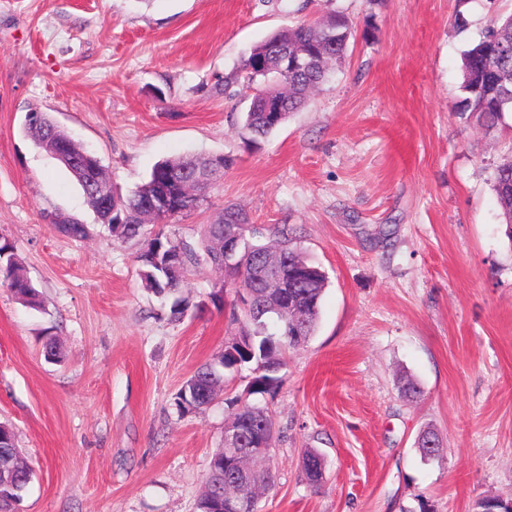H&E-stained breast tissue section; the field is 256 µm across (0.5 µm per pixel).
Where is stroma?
Listing matches in <instances>:
<instances>
[{
    "label": "stroma",
    "instance_id": "35a3bbf8",
    "mask_svg": "<svg viewBox=\"0 0 512 512\" xmlns=\"http://www.w3.org/2000/svg\"><path fill=\"white\" fill-rule=\"evenodd\" d=\"M336 11L353 37L329 82L266 140L243 141L233 77L256 43ZM512 0H0V238L40 295L0 286V422L35 475L18 512H194L227 401L175 404L235 329L222 276L191 267L182 296L145 289L143 237L119 239L25 129L46 114L127 193L159 160L232 157L197 210L162 232L197 242L224 207L327 274L318 327L286 353L283 383L255 402L273 421L274 488L262 512H472L512 499V241L492 190L512 160V112L485 132L457 112L462 54ZM87 224L85 239L48 217ZM55 338L65 357L45 355ZM423 396L402 398L401 375ZM443 440L426 463L424 427ZM324 481L302 476L307 449Z\"/></svg>",
    "mask_w": 512,
    "mask_h": 512
}]
</instances>
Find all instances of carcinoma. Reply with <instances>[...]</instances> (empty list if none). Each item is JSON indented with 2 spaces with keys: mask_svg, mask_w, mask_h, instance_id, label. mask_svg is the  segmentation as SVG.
I'll use <instances>...</instances> for the list:
<instances>
[{
  "mask_svg": "<svg viewBox=\"0 0 512 512\" xmlns=\"http://www.w3.org/2000/svg\"><path fill=\"white\" fill-rule=\"evenodd\" d=\"M352 29L342 14H329L316 21H303L286 31L277 32L254 45L241 64L240 78L250 98L246 112L242 113V129L247 134V143L255 144L275 132L291 113L305 106L314 91L329 77V64L343 58L347 52ZM288 48V76L280 81L276 73L257 67L264 58L270 62L277 47ZM463 97L457 105L460 112H471L486 129L498 126L503 114L512 112V14L499 18L490 26L483 37L472 44L464 53ZM208 157L188 155L167 158L152 168L147 180L126 195L118 193L112 198V210L103 209L93 196L86 197L87 203L96 212L100 223L109 231L124 239L138 237L143 233L141 215L144 205L154 196L159 182L168 183L169 193L178 199L179 206L158 214L156 222L165 223L170 218L196 210L202 202L189 199L185 183L189 179H208ZM492 188L501 210L503 223L512 224V162L498 166L492 178ZM250 223L248 215L236 207H226L211 222L200 228L197 244L172 239L161 233L147 241L150 247L179 248L184 256L182 271L175 278L168 277L163 270L141 268L144 287L156 294L175 293L182 288L183 280L190 267L205 261L215 266L222 254L224 234L236 229L238 224ZM54 228L72 239H84L88 228L84 224H73L71 218L55 216ZM263 233L253 232L247 249L243 250L242 262L233 270L234 281H240L251 288L255 297V313L251 315L232 314L233 321H245L244 345L229 346V352H219L210 362L200 366L188 378L176 395V406L183 412L193 402L195 388L210 390L223 385L224 370L242 368L252 362L275 364L284 367L283 353L288 348L304 344L315 333L319 319L320 301L327 284L326 273L321 267L294 247L288 233L281 232L275 242L263 243ZM276 248L282 258V274L288 282V303L292 304L303 321L293 327H286L279 318L262 311L265 306L263 281L255 271L258 256L269 247ZM0 277L22 304L39 308L38 293L29 282L24 266L14 246H0ZM283 377L274 373L264 374L254 384V393L266 394L276 388ZM401 393L409 401L416 402L422 396L418 383L410 376L401 378ZM252 411L247 413L252 431L259 432L262 425H273L268 409L257 403H248ZM431 443L420 447L418 452L425 462L443 460V444L434 430L422 431ZM1 452L11 455L19 453L12 427L0 423ZM319 457L315 449L308 450L303 457L302 474L311 486L322 483V471L311 472L309 463ZM234 482H244L241 469L217 465L209 469L204 488L196 504L197 512H211L216 490ZM274 479L269 460L262 461V469L256 471L253 512H260V502L273 486ZM28 483L20 482L13 487H0V512H14V505ZM479 512H512V504L494 498L477 503Z\"/></svg>",
  "mask_w": 512,
  "mask_h": 512,
  "instance_id": "obj_1",
  "label": "carcinoma"
}]
</instances>
